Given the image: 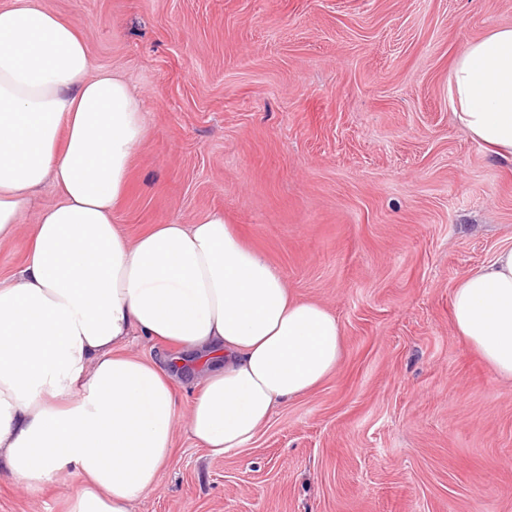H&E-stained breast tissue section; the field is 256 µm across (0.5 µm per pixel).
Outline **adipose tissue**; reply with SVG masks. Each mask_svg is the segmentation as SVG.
Instances as JSON below:
<instances>
[{"instance_id":"obj_1","label":"adipose tissue","mask_w":512,"mask_h":512,"mask_svg":"<svg viewBox=\"0 0 512 512\" xmlns=\"http://www.w3.org/2000/svg\"><path fill=\"white\" fill-rule=\"evenodd\" d=\"M90 69L71 22L37 0L0 7V246L25 248L0 282V467L32 494L65 485L63 512H132L172 462L186 361L200 367L186 427L222 456L332 376L343 337L223 213L136 236L117 223L147 118L120 74ZM448 104L472 140L512 161V27L459 53ZM48 180L56 203L25 223ZM451 313L512 380V247L458 282ZM136 332L175 358L128 353Z\"/></svg>"}]
</instances>
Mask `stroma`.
Returning <instances> with one entry per match:
<instances>
[{"label": "stroma", "mask_w": 512, "mask_h": 512, "mask_svg": "<svg viewBox=\"0 0 512 512\" xmlns=\"http://www.w3.org/2000/svg\"><path fill=\"white\" fill-rule=\"evenodd\" d=\"M121 74L149 132L130 235L223 213L343 357L242 450L177 425L133 512H512V381L455 331L456 284L512 245V163L453 121L448 74L512 0H38ZM0 471V512H61Z\"/></svg>", "instance_id": "1"}]
</instances>
